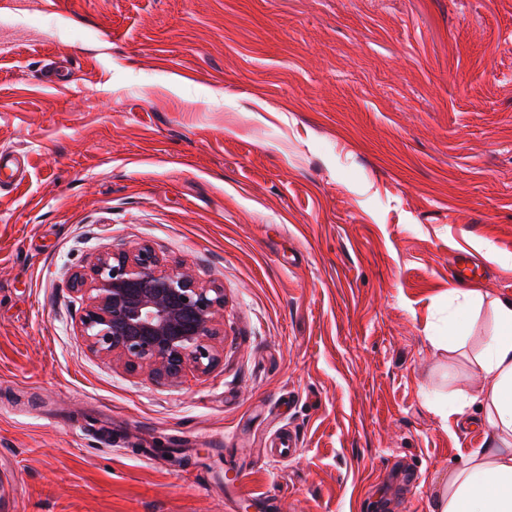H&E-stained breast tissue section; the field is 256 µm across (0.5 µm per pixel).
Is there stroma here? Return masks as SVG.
<instances>
[{"label":"stroma","mask_w":512,"mask_h":512,"mask_svg":"<svg viewBox=\"0 0 512 512\" xmlns=\"http://www.w3.org/2000/svg\"><path fill=\"white\" fill-rule=\"evenodd\" d=\"M2 150L0 512H431L483 446L451 257L512 296V0H0ZM144 243L224 291L178 384L76 329ZM271 444L275 446L272 448L273 453L280 458L296 457L299 451L297 436L288 428L281 429L275 434Z\"/></svg>","instance_id":"stroma-1"}]
</instances>
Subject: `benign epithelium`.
<instances>
[{
	"label": "benign epithelium",
	"instance_id": "obj_1",
	"mask_svg": "<svg viewBox=\"0 0 512 512\" xmlns=\"http://www.w3.org/2000/svg\"><path fill=\"white\" fill-rule=\"evenodd\" d=\"M72 286L86 297L78 332L90 351L171 383L215 361L210 341L223 289L166 267L150 246L95 255Z\"/></svg>",
	"mask_w": 512,
	"mask_h": 512
}]
</instances>
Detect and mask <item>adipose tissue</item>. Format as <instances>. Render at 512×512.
I'll return each instance as SVG.
<instances>
[{"mask_svg": "<svg viewBox=\"0 0 512 512\" xmlns=\"http://www.w3.org/2000/svg\"><path fill=\"white\" fill-rule=\"evenodd\" d=\"M488 303L494 329L475 357L485 445L449 472L433 512H512V296Z\"/></svg>", "mask_w": 512, "mask_h": 512, "instance_id": "1", "label": "adipose tissue"}]
</instances>
